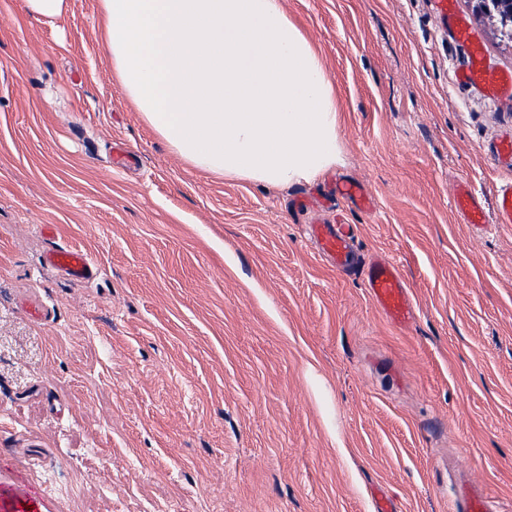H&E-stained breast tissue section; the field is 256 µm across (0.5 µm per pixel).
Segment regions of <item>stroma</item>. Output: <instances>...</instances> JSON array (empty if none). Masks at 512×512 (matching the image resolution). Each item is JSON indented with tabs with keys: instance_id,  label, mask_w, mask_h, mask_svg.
I'll return each mask as SVG.
<instances>
[{
	"instance_id": "1",
	"label": "stroma",
	"mask_w": 512,
	"mask_h": 512,
	"mask_svg": "<svg viewBox=\"0 0 512 512\" xmlns=\"http://www.w3.org/2000/svg\"><path fill=\"white\" fill-rule=\"evenodd\" d=\"M21 2L0 0V512H448L462 473L512 504V224L451 201L464 181L493 212L512 176V96L457 78L461 22L512 72L475 0H284L342 161L280 186L193 170L142 123L95 0L52 24ZM336 175L372 207L333 201ZM317 218L397 264L412 321L317 255ZM453 204L463 223L472 224L476 228L486 226L485 212L466 186L456 185L453 194ZM47 261L73 279L92 278L96 268L88 256L80 251L53 248L47 253Z\"/></svg>"
}]
</instances>
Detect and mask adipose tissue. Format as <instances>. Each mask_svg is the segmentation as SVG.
<instances>
[{"mask_svg":"<svg viewBox=\"0 0 512 512\" xmlns=\"http://www.w3.org/2000/svg\"><path fill=\"white\" fill-rule=\"evenodd\" d=\"M96 10L120 90L188 167L268 186L339 161L336 88L283 0H96Z\"/></svg>","mask_w":512,"mask_h":512,"instance_id":"ef3b65f1","label":"adipose tissue"}]
</instances>
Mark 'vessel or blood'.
Masks as SVG:
<instances>
[{
	"mask_svg": "<svg viewBox=\"0 0 512 512\" xmlns=\"http://www.w3.org/2000/svg\"><path fill=\"white\" fill-rule=\"evenodd\" d=\"M470 66L459 75L463 82H480L493 93L512 92V74L495 72L485 67L480 49H473ZM453 204L463 223L481 228L486 224L485 212L466 186H456ZM495 221L512 224V179L504 181L496 195ZM310 240L319 254L340 269L350 268L355 262V245L348 226L343 224H312L308 227ZM48 262L67 276L82 280L95 275L96 268L88 256L80 251L55 248L47 254ZM367 288L375 305L387 318L406 323L413 316V306L405 280L392 262L371 258L368 263ZM449 498L454 512H489L486 493L473 488L465 480H456Z\"/></svg>",
	"mask_w": 512,
	"mask_h": 512,
	"instance_id": "1",
	"label": "vessel or blood"
}]
</instances>
